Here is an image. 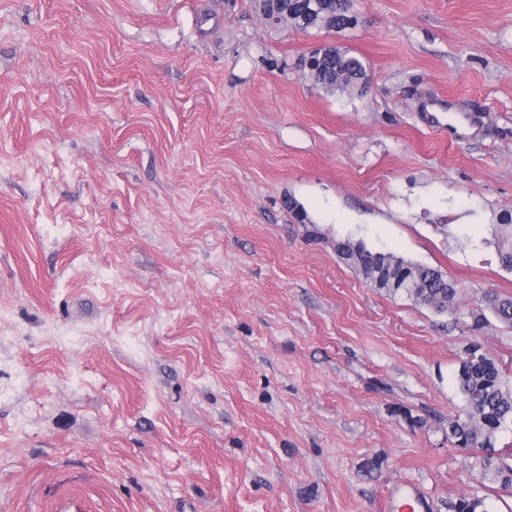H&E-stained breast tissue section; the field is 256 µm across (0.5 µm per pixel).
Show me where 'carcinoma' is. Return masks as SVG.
I'll return each instance as SVG.
<instances>
[{"label": "carcinoma", "instance_id": "carcinoma-1", "mask_svg": "<svg viewBox=\"0 0 512 512\" xmlns=\"http://www.w3.org/2000/svg\"><path fill=\"white\" fill-rule=\"evenodd\" d=\"M278 14L280 26L286 28L299 26L301 20H306L303 28L306 33L344 30L358 23L352 0H319V9L312 15L302 12L294 0H286ZM314 57V65L306 66L304 58L301 67L308 68V77L316 87L344 91L369 83L367 66L356 56L338 50L323 56L316 53ZM497 239L500 263L512 270V218L497 225ZM335 250L342 263L366 283L377 281L386 293L401 294L439 313L455 312L458 288L440 269L404 260L391 252L371 250L351 239L335 241ZM483 302L499 322L512 327V297L492 292L485 294ZM456 381L463 409L448 418V440L479 460L483 479L497 484L511 479L512 466L497 456H481L479 451L496 447L498 433L512 425V385L493 362L464 359L460 361ZM451 509L452 512H490L486 498L479 495L461 496Z\"/></svg>", "mask_w": 512, "mask_h": 512}]
</instances>
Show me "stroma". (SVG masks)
<instances>
[{"mask_svg":"<svg viewBox=\"0 0 512 512\" xmlns=\"http://www.w3.org/2000/svg\"><path fill=\"white\" fill-rule=\"evenodd\" d=\"M0 0V512H512L448 440L471 344L512 380V0ZM324 44L367 94L314 87ZM481 114L460 142L424 105ZM440 268L437 314L339 261ZM283 4L278 14L281 17L280 27L301 26L300 19L306 20L303 32L311 30L334 32L336 29L344 30L353 28L358 23L357 16L353 13V2L351 0H319V9L314 14H306L296 1L288 0ZM497 239L500 263L512 270V217L497 224ZM485 308L506 326L512 327V297H501L496 292L487 293L483 299ZM390 499L394 505L392 510H394L397 502H402V506L406 503H412L414 506L409 509L410 511L427 512L430 509L426 497L410 484H396L390 492Z\"/></svg>","mask_w":512,"mask_h":512,"instance_id":"obj_1","label":"stroma"}]
</instances>
